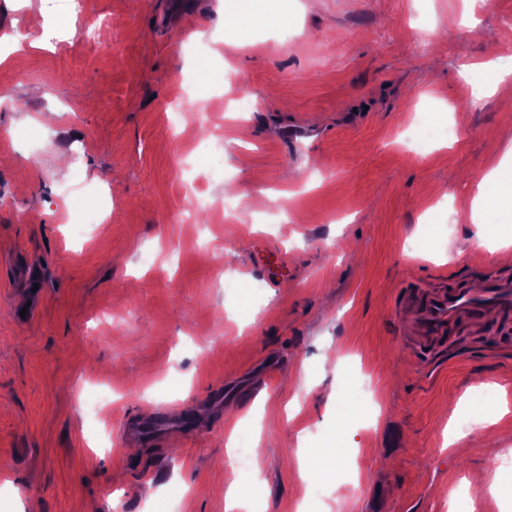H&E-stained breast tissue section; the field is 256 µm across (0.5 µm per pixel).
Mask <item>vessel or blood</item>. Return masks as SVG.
Returning <instances> with one entry per match:
<instances>
[{
	"label": "vessel or blood",
	"instance_id": "b4317fda",
	"mask_svg": "<svg viewBox=\"0 0 512 512\" xmlns=\"http://www.w3.org/2000/svg\"><path fill=\"white\" fill-rule=\"evenodd\" d=\"M399 332L405 343L423 355L444 347L465 329L487 324L498 315L501 332L512 329V279L477 277L452 286L420 288L398 305Z\"/></svg>",
	"mask_w": 512,
	"mask_h": 512
}]
</instances>
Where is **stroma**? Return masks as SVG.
I'll return each instance as SVG.
<instances>
[{
  "label": "stroma",
  "instance_id": "stroma-1",
  "mask_svg": "<svg viewBox=\"0 0 512 512\" xmlns=\"http://www.w3.org/2000/svg\"><path fill=\"white\" fill-rule=\"evenodd\" d=\"M234 10L83 0L75 20L0 0V34L23 45L0 61V512H225L235 478L242 512H512L485 489L512 488V340L462 334L427 371L395 326L403 289L512 276L491 253L512 209L469 220L485 173L512 183V83L479 102L461 72L512 56V0ZM429 104L451 133L410 145ZM72 182L112 214L79 239ZM30 269L36 300L17 283ZM98 387L112 402L94 413ZM162 408L207 419L124 434ZM243 435L245 468L228 451ZM326 446L335 478L306 476Z\"/></svg>",
  "mask_w": 512,
  "mask_h": 512
}]
</instances>
